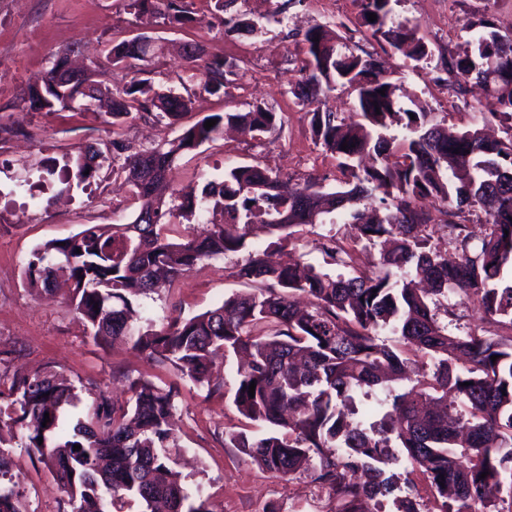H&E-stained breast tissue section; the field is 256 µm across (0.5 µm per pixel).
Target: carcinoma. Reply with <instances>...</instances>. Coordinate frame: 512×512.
<instances>
[{
	"mask_svg": "<svg viewBox=\"0 0 512 512\" xmlns=\"http://www.w3.org/2000/svg\"><path fill=\"white\" fill-rule=\"evenodd\" d=\"M207 2L224 16L225 33L258 31L246 13H228L236 0ZM356 2L372 36L406 59L428 58L416 27L394 21L398 0ZM127 9L139 22L192 20L185 0H127ZM371 13L377 20L368 21ZM461 28L472 34V48L448 69L486 87L501 138L478 128L447 134L425 108L402 106L399 85L372 54L355 53L336 31L314 25L304 33L292 93L306 109L314 145L336 160L339 187L326 191L314 181L290 188L272 170L243 164L167 199L158 194L176 163L222 137L224 126L261 140L282 123V113L261 105L206 116L147 150L127 154L114 142L112 174L125 177L140 202L133 221L87 225L63 246L56 239L38 244L23 264L27 284L46 290L67 271L69 305L94 340L126 341L153 365L211 392L224 387L215 358L245 357L233 405L265 432H233L230 445L277 478L317 456L313 481L342 501L338 512H375L369 502L392 494L396 475L388 467L399 461L396 448L429 482L439 512H512V283L501 277L512 263V34L497 31L490 14ZM139 40L112 41L110 64L146 72L153 52ZM183 54L190 82L224 94L232 68L224 57L205 59L192 42ZM338 87L355 95L357 121L327 108V94ZM104 97L114 127L134 112L175 125L191 104L188 96L153 90L147 79L113 89L89 77L59 82L51 67L29 86L28 102L38 100L40 112H93ZM210 119L216 124L207 129ZM106 160L89 149L63 166L65 177L45 168L43 182L68 189L73 177L94 178ZM376 197L379 205L360 209ZM422 200L433 209L420 208ZM466 213L484 216L480 230L459 221ZM194 215L200 226H183ZM317 224H351L354 243L392 247L358 261L327 236L318 250L324 264L344 269L337 275L310 263L269 261V252L288 254L303 228ZM437 225L458 254L454 262L431 244L429 228ZM242 251L236 276L249 290L198 314L135 322L138 297L163 280ZM450 293L476 302L498 328L448 335L433 306ZM384 329L396 343L379 340ZM412 353L429 358L431 372ZM403 382L412 386L401 392ZM127 393L119 402L98 390L68 433L66 417L80 402L75 384L48 369L8 382L0 374V512H26L3 451L15 439L57 480L68 512H211L168 451L178 387L140 376ZM378 393L370 410H359L357 399ZM492 489L507 491L508 508L486 500Z\"/></svg>",
	"mask_w": 512,
	"mask_h": 512,
	"instance_id": "1",
	"label": "carcinoma"
}]
</instances>
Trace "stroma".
Masks as SVG:
<instances>
[{
  "label": "stroma",
  "mask_w": 512,
  "mask_h": 512,
  "mask_svg": "<svg viewBox=\"0 0 512 512\" xmlns=\"http://www.w3.org/2000/svg\"><path fill=\"white\" fill-rule=\"evenodd\" d=\"M187 3L193 22L172 28L136 22L125 0H0V352L7 355L0 370L10 374L47 366L70 379L93 383V390L80 394L85 406L99 388L124 399L128 379L139 374L158 376L164 386L173 376L123 344L87 336L67 303V288L53 296L30 288L22 264L43 241L71 236L88 224L129 223L137 205L107 167L90 185L72 184L69 197L57 201L45 193L30 198L22 184L36 182L43 162L64 165L80 147L100 146L117 135L138 151L173 138L176 130L136 112L115 128L107 115L97 112L29 111L24 100L28 86L55 55L72 49L101 59L110 40L142 33L156 47L148 75L153 88L177 91L186 74L182 47L193 42L204 55L224 56L238 69L226 95L196 93L184 124L214 113L244 112L255 103L286 114L283 130L262 140L231 133L202 145L170 174V184L177 189L214 177L226 166L257 162L274 168L293 186L315 180L335 187L340 176L336 163L314 146L304 112L290 92L301 67L297 43L317 24L329 25L353 45L386 60L405 92L448 128L483 123L490 134L500 133L497 121L483 122L479 113L486 93L473 86L466 95L457 94L448 62L470 48V35L460 25L463 17L487 12L500 33H512V0H397L395 19L417 25L431 50L428 60L420 63L386 55L384 43L360 25L355 0H336L331 11L323 8L322 0H255L250 16L262 19L264 26L249 35L225 33L202 0ZM17 126L22 135H7V128ZM241 260L236 253L199 262L171 287L141 298L143 316L159 320L176 311L195 314L244 291L235 275ZM216 369L224 377L222 393L211 395L206 388L184 382L176 399L170 443L191 492L208 498L215 512H337L335 495L315 487L309 472L279 479L225 445V435L241 425L231 400L235 366L220 359ZM8 453L28 512H59L63 494L42 464L17 444Z\"/></svg>",
  "instance_id": "stroma-1"
}]
</instances>
